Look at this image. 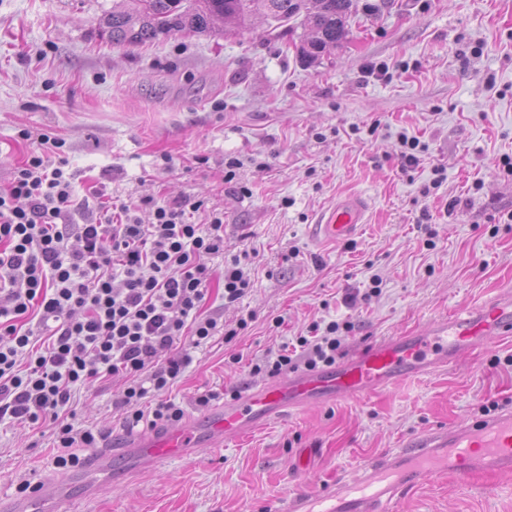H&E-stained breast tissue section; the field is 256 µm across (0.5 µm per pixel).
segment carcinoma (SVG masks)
I'll use <instances>...</instances> for the list:
<instances>
[{"mask_svg":"<svg viewBox=\"0 0 512 512\" xmlns=\"http://www.w3.org/2000/svg\"><path fill=\"white\" fill-rule=\"evenodd\" d=\"M358 14V0H113L112 10L99 19V29L112 46L130 47L176 34H208L218 21L232 30L262 17L286 28L302 16L312 38L297 52L312 65L327 48L347 39Z\"/></svg>","mask_w":512,"mask_h":512,"instance_id":"obj_1","label":"carcinoma"}]
</instances>
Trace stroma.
I'll return each instance as SVG.
<instances>
[{
    "label": "stroma",
    "instance_id": "stroma-1",
    "mask_svg": "<svg viewBox=\"0 0 512 512\" xmlns=\"http://www.w3.org/2000/svg\"><path fill=\"white\" fill-rule=\"evenodd\" d=\"M112 0H0V186L39 135L63 139L76 191L95 185L127 201L206 200L224 212V253L205 311L234 327L198 349L172 396L185 421L194 396L265 382L252 363L307 335L350 322L339 356L414 331L512 288V0H389L359 15L345 42L306 65L287 33L256 19L235 34L175 35L115 48L98 21ZM389 76H371L370 67ZM376 133H369V126ZM32 137L24 141L21 130ZM420 141L400 170L401 136ZM236 161L225 181V164ZM445 179L432 188L435 167ZM369 204L359 234L317 245L311 226L336 200ZM248 251L253 286L228 305L226 259ZM240 362H233V355ZM125 377L78 393V419L107 432L69 470L50 436L0 425V501L26 483L70 487L76 512H278L297 490L319 491L424 432L512 406V336L429 376L287 420L187 458L134 469L119 457L134 435L112 400ZM113 456L109 473L98 455ZM401 512H512V478L427 479Z\"/></svg>",
    "mask_w": 512,
    "mask_h": 512
}]
</instances>
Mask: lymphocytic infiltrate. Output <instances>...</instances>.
<instances>
[{
  "label": "lymphocytic infiltrate",
  "mask_w": 512,
  "mask_h": 512,
  "mask_svg": "<svg viewBox=\"0 0 512 512\" xmlns=\"http://www.w3.org/2000/svg\"><path fill=\"white\" fill-rule=\"evenodd\" d=\"M39 143L0 188V421L49 427L65 470L80 465L77 446L103 439L74 423L76 393L92 379L127 378L115 405L129 426L183 419L168 392L196 349L224 332L202 312L210 273L199 261L223 254L224 215L207 210L205 223L190 222L188 213L205 208L189 199L115 207L94 186L76 198L62 141L43 134ZM89 205L97 218L75 222ZM339 329L313 324L311 336L251 371L333 365Z\"/></svg>",
  "instance_id": "lymphocytic-infiltrate-1"
}]
</instances>
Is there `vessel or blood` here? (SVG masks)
Returning a JSON list of instances; mask_svg holds the SVG:
<instances>
[{
  "label": "vessel or blood",
  "mask_w": 512,
  "mask_h": 512,
  "mask_svg": "<svg viewBox=\"0 0 512 512\" xmlns=\"http://www.w3.org/2000/svg\"><path fill=\"white\" fill-rule=\"evenodd\" d=\"M366 213L361 196L342 197L324 211L315 233L326 242L350 241ZM511 335L512 291L507 290L428 321L416 332L380 338L333 366L245 386L193 422L136 436L127 453L149 464L180 459L206 445L241 439L292 410L360 400L447 369L464 351ZM434 475L512 477V408L428 431L411 445L366 462L356 478L289 497L283 512H400L403 494Z\"/></svg>",
  "instance_id": "b4317fda"
}]
</instances>
